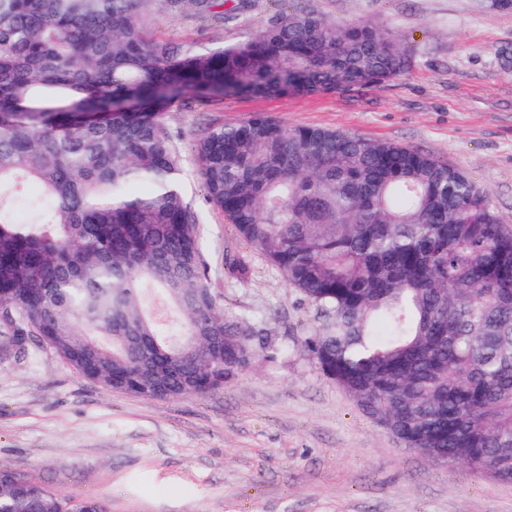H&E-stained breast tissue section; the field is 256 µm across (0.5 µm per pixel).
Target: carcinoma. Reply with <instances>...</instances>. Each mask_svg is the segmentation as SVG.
Listing matches in <instances>:
<instances>
[{
    "label": "carcinoma",
    "mask_w": 512,
    "mask_h": 512,
    "mask_svg": "<svg viewBox=\"0 0 512 512\" xmlns=\"http://www.w3.org/2000/svg\"><path fill=\"white\" fill-rule=\"evenodd\" d=\"M160 3L224 17V0H0V349L37 345L142 398L202 395L282 354L211 287L166 113L410 67L387 31L314 10L228 46L175 43L149 31ZM195 155L208 201L313 309L303 345L321 373L405 447L512 482V225L470 177L260 113ZM148 285L180 332L145 311ZM0 512L108 509L1 471Z\"/></svg>",
    "instance_id": "carcinoma-1"
}]
</instances>
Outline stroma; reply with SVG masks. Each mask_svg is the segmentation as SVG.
Segmentation results:
<instances>
[{
    "instance_id": "1",
    "label": "stroma",
    "mask_w": 512,
    "mask_h": 512,
    "mask_svg": "<svg viewBox=\"0 0 512 512\" xmlns=\"http://www.w3.org/2000/svg\"><path fill=\"white\" fill-rule=\"evenodd\" d=\"M394 35L408 72L301 97H237L174 109L185 196L204 216L211 286L229 312L267 328L283 353L257 357L204 395L141 399L105 390L46 350L0 359V470L109 512H512V483L405 447L302 345L311 317L282 273L209 203L193 153L205 128L263 113L432 153L463 170L512 225V11L494 0H225L223 19L160 6L174 42L233 44L279 8ZM244 262L246 275L227 267Z\"/></svg>"
}]
</instances>
